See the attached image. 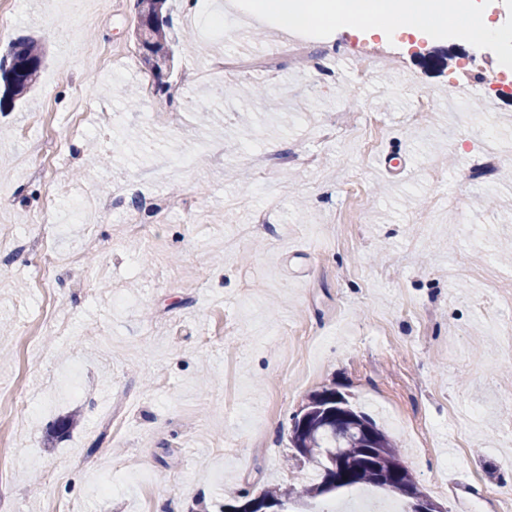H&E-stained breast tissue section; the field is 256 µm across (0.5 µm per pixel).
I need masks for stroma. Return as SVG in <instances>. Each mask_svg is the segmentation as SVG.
I'll return each instance as SVG.
<instances>
[{
	"label": "stroma",
	"mask_w": 512,
	"mask_h": 512,
	"mask_svg": "<svg viewBox=\"0 0 512 512\" xmlns=\"http://www.w3.org/2000/svg\"><path fill=\"white\" fill-rule=\"evenodd\" d=\"M164 13L162 94L135 0H0V35L46 54L0 112V512H224L303 482L312 468L285 464L291 418L323 388L391 435L445 512H498L512 489V362L495 330L512 315L498 302L512 293L499 258L512 177L469 172L487 132L512 140L499 47L451 29L434 42L311 30L292 56L275 28L244 45L202 36L184 0ZM362 55L379 61L363 83L347 66ZM403 80L437 101L426 125L402 123ZM75 110L112 121L75 137ZM44 139L65 153L41 178ZM105 190L111 209L71 220L73 198ZM128 211L148 237L127 235ZM17 240L54 249L48 284L2 251Z\"/></svg>",
	"instance_id": "1"
}]
</instances>
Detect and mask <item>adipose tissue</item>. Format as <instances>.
I'll use <instances>...</instances> for the list:
<instances>
[{
	"label": "adipose tissue",
	"mask_w": 512,
	"mask_h": 512,
	"mask_svg": "<svg viewBox=\"0 0 512 512\" xmlns=\"http://www.w3.org/2000/svg\"><path fill=\"white\" fill-rule=\"evenodd\" d=\"M253 18L273 20L279 31L359 28L372 35L436 38L447 28L470 40H504V33L466 0H248Z\"/></svg>",
	"instance_id": "obj_1"
}]
</instances>
